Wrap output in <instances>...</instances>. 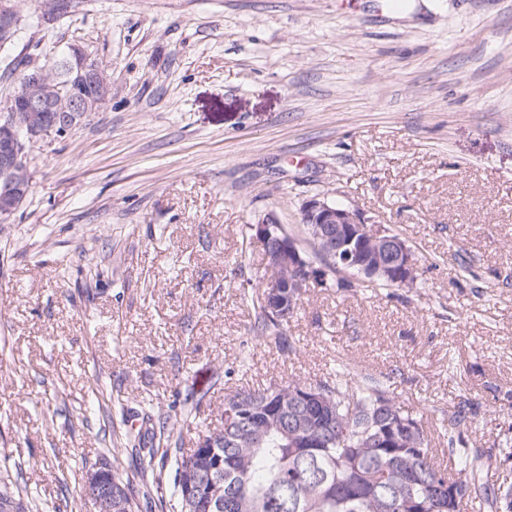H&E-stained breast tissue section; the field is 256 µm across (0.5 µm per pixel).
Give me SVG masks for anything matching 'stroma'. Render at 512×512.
<instances>
[{"instance_id": "1", "label": "stroma", "mask_w": 512, "mask_h": 512, "mask_svg": "<svg viewBox=\"0 0 512 512\" xmlns=\"http://www.w3.org/2000/svg\"><path fill=\"white\" fill-rule=\"evenodd\" d=\"M78 41L112 100L28 148L31 192L0 225V479L31 512H87L99 449L145 404L183 447L227 390L385 382L446 445L512 419V0H74L13 53ZM410 245L413 288L312 286L285 329L251 331L274 216L313 252L311 199ZM206 392L193 426L176 406Z\"/></svg>"}]
</instances>
